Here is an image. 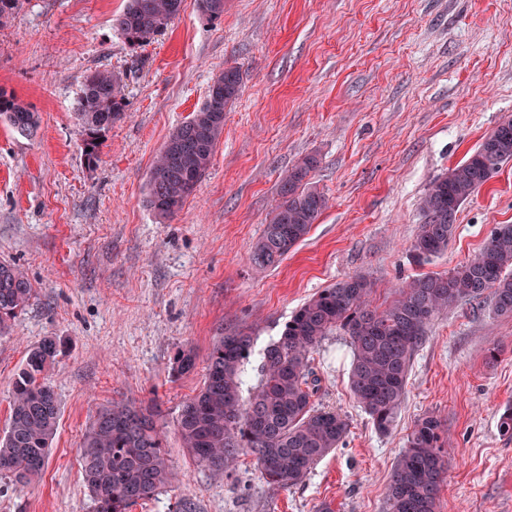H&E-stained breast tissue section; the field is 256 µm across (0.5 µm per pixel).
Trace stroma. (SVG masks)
Here are the masks:
<instances>
[{
    "mask_svg": "<svg viewBox=\"0 0 512 512\" xmlns=\"http://www.w3.org/2000/svg\"><path fill=\"white\" fill-rule=\"evenodd\" d=\"M124 4L21 0L0 21V88L40 117L31 136L0 122V261L36 289L0 335V430L27 349L62 342L48 462L24 487L0 477V512H93L77 448L114 399L153 406L178 474L130 512H387L396 458L429 414L452 451L439 512H512V437L498 431L512 406V319L495 317L486 297L433 322L386 434L350 393L348 337H327L311 357L315 403L350 429L288 490H268L248 455L225 471L201 468L177 434L217 336H254L251 390L263 349L316 292L362 275L374 305L386 306L406 280L447 273L496 225L512 224L510 162L461 207L447 251L425 263L410 252L431 181L512 116V0H224L212 22L184 0L135 50L112 25ZM228 65L241 91L212 163L182 209L159 218L147 203L152 161ZM95 69L121 76L127 116L90 166L74 106ZM308 155L327 207L284 261L256 270L251 247L280 182ZM185 347L198 364L177 377L173 358Z\"/></svg>",
    "mask_w": 512,
    "mask_h": 512,
    "instance_id": "stroma-1",
    "label": "stroma"
}]
</instances>
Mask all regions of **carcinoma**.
Segmentation results:
<instances>
[{
  "label": "carcinoma",
  "instance_id": "1",
  "mask_svg": "<svg viewBox=\"0 0 512 512\" xmlns=\"http://www.w3.org/2000/svg\"><path fill=\"white\" fill-rule=\"evenodd\" d=\"M209 19L224 14V0H195ZM183 0H127L113 26L135 50L163 32L179 15ZM241 74L226 66L213 81L207 101L168 136L147 180L148 203L162 218L182 209L208 171L224 133V112L237 99ZM85 127L82 151L94 165L102 133L125 116L120 76L95 70L85 76L75 104ZM0 120L23 136L36 133L38 114L0 88ZM512 161V118L499 122L462 163L435 178L421 204L423 222L410 251L418 262L445 252L457 229L462 205L501 167ZM317 159L308 156L288 171L267 224L252 247L259 269L281 263L309 233L327 207L325 195L310 182ZM492 296V312L512 318V224H499L483 248L446 274H423L399 288L397 299L379 311L372 306L371 282L351 276L324 288L296 309L280 336L263 352L259 377L248 397L242 395L245 367L254 336L238 330L212 343L203 386L186 401L177 432L196 462L222 471L239 455L255 459L261 479L273 491L302 483L314 466L339 447L349 430L346 416L314 406L319 378L310 360L336 330L349 337L353 360L349 388L381 434L394 426L405 397L416 348L433 321L465 300ZM33 297L28 278L14 264L0 263V335ZM61 352L53 336L26 353L13 381L6 431L0 436V474L16 486L39 478L55 437L61 403L48 372ZM191 348L179 349L172 370L195 368ZM440 418L426 415L414 425L396 461L387 488L388 512H438L450 459ZM83 483L95 512H129L155 498L175 474L166 435L152 407L113 401L102 406L77 448Z\"/></svg>",
  "mask_w": 512,
  "mask_h": 512
}]
</instances>
